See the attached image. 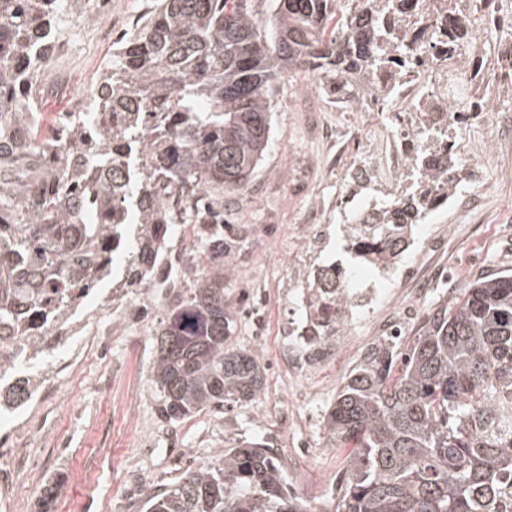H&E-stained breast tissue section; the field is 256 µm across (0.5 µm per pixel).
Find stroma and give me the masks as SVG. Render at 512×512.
I'll list each match as a JSON object with an SVG mask.
<instances>
[{
	"instance_id": "obj_1",
	"label": "stroma",
	"mask_w": 512,
	"mask_h": 512,
	"mask_svg": "<svg viewBox=\"0 0 512 512\" xmlns=\"http://www.w3.org/2000/svg\"><path fill=\"white\" fill-rule=\"evenodd\" d=\"M153 4L112 0L111 12L98 16L89 7L80 14L59 11L60 39L78 38L79 46L69 57L49 60L39 99L44 125L92 101L114 45L98 29L128 32ZM480 58L472 92L483 109L456 136L469 157L464 180L451 203L421 224L387 278L351 261L336 221V206L349 197L348 177L360 163L357 145L369 137L374 116L330 102L319 94L322 80L314 73L281 81L257 174L245 191L224 199V298L237 320L235 345L260 358L263 394L219 412L160 421L150 381L153 332L169 306L157 303L150 289L129 292L104 283L67 335L50 338L38 359L20 366L21 373L37 370L44 382L62 383L63 392L54 399L35 395L0 416V464L23 444L40 462L36 471L19 473L27 494L12 502V512H139L148 494L246 441L276 448L291 488L315 512H325L348 451L332 446L324 416L366 347L396 322L402 336H415L430 309L451 302L474 278L512 273L511 25L484 42ZM307 224L326 227L321 251L308 264L342 263L354 287L379 291L373 307L349 320L342 359L312 372L294 369L287 351L268 341L277 328L301 319L282 293ZM107 323L112 340L101 347L98 363L64 376V362L79 356L86 333Z\"/></svg>"
}]
</instances>
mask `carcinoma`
<instances>
[{
  "mask_svg": "<svg viewBox=\"0 0 512 512\" xmlns=\"http://www.w3.org/2000/svg\"><path fill=\"white\" fill-rule=\"evenodd\" d=\"M434 7L436 23H405ZM58 0H0V373L62 335L112 276L144 288L175 236L194 225L193 279L155 331L150 380L161 420L257 399L258 358L232 342L224 302V195L244 191L270 143L275 90L312 71L327 95L361 105L387 76L393 98L421 42L462 59L473 32L454 0H156L112 54L93 107L43 132L39 74ZM448 27H443V19ZM419 191L345 225L344 249L386 268L410 246L436 196L459 185L453 155L417 134ZM309 336H334L351 290L346 268L310 273ZM400 335L366 349L326 417L352 445L329 512H512V274L470 281ZM36 371L0 385V412L35 394ZM142 512H308L273 449L218 451L143 503Z\"/></svg>",
  "mask_w": 512,
  "mask_h": 512,
  "instance_id": "carcinoma-1",
  "label": "carcinoma"
}]
</instances>
